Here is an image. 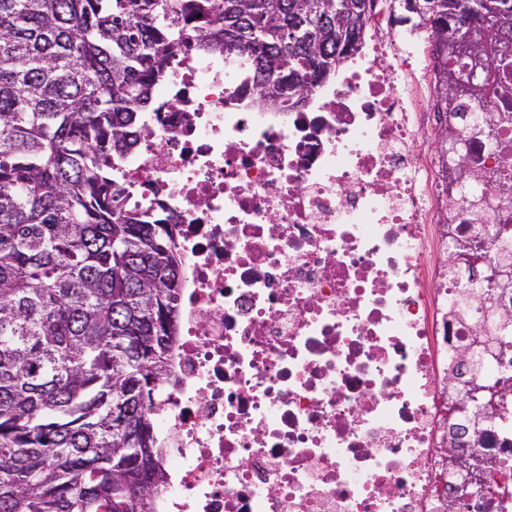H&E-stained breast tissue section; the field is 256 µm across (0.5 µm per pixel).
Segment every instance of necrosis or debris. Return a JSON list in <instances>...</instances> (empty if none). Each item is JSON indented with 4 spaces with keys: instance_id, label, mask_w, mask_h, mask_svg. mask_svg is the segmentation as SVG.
Masks as SVG:
<instances>
[{
    "instance_id": "obj_1",
    "label": "necrosis or debris",
    "mask_w": 512,
    "mask_h": 512,
    "mask_svg": "<svg viewBox=\"0 0 512 512\" xmlns=\"http://www.w3.org/2000/svg\"><path fill=\"white\" fill-rule=\"evenodd\" d=\"M376 0L358 50L300 109L255 105L221 55L178 48L138 143L112 170L130 206L175 219L181 255L175 381L155 415L167 477L153 512H512V394L490 417L454 412L512 379V287L450 273L453 239L512 250V75L491 104L455 105L450 161L424 24L399 33ZM486 461L477 493L455 458Z\"/></svg>"
}]
</instances>
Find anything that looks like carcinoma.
I'll use <instances>...</instances> for the list:
<instances>
[{
	"label": "carcinoma",
	"mask_w": 512,
	"mask_h": 512,
	"mask_svg": "<svg viewBox=\"0 0 512 512\" xmlns=\"http://www.w3.org/2000/svg\"><path fill=\"white\" fill-rule=\"evenodd\" d=\"M438 52L512 0H403ZM374 0H0V512H151L172 381V224L128 207L112 159L189 19L201 53L293 108L355 49Z\"/></svg>",
	"instance_id": "cac0c4a2"
}]
</instances>
